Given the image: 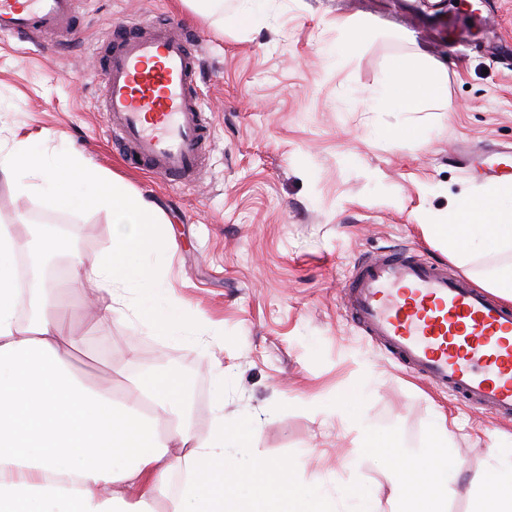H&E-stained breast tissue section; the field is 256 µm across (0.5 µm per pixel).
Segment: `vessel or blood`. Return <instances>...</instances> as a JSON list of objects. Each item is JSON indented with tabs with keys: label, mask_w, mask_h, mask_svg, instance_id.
Instances as JSON below:
<instances>
[{
	"label": "vessel or blood",
	"mask_w": 512,
	"mask_h": 512,
	"mask_svg": "<svg viewBox=\"0 0 512 512\" xmlns=\"http://www.w3.org/2000/svg\"><path fill=\"white\" fill-rule=\"evenodd\" d=\"M73 0H0V34L64 32ZM198 59L176 22L114 28L101 74L104 109L128 162L172 183L198 182L211 119ZM474 168L512 174V156L474 155ZM353 322L421 379L471 408L512 418V308L408 249L361 259L347 279Z\"/></svg>",
	"instance_id": "obj_1"
}]
</instances>
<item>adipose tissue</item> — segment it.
<instances>
[{"mask_svg":"<svg viewBox=\"0 0 512 512\" xmlns=\"http://www.w3.org/2000/svg\"><path fill=\"white\" fill-rule=\"evenodd\" d=\"M443 89L439 74L403 58L392 70L388 95L404 111L415 112L424 101L439 98ZM37 168L56 208L91 206L112 214L111 246L89 265L72 256L67 272L68 284L98 289L99 322L132 310L123 288L144 281L162 298L145 315L158 335L191 324L195 313L185 300L159 280L144 277L133 263L141 253L165 248L156 230L157 206L71 155L46 170L21 144L0 155V174ZM72 181L84 184L85 193L73 194L68 187ZM427 230L463 266L472 260L473 239H484L501 260L476 283L512 301V181L460 197L451 223L431 224ZM15 251L13 227L1 225L0 512H156L162 497L169 500V512H259L253 497L231 491L244 480L275 490L282 501L300 493L290 465L244 471L231 451L246 447L247 428L225 425L219 418L205 435H198L178 409L183 384L176 374L131 378L133 394L120 398L77 375L67 357L74 341L62 318L50 315L44 305L21 314L25 291L15 279ZM450 442L441 420L427 440L429 463L395 454L391 465L404 512H447ZM501 454L504 462L483 479L484 491L472 512H512V448ZM176 470L182 471L184 484L173 494L169 486Z\"/></svg>","mask_w":512,"mask_h":512,"instance_id":"1","label":"adipose tissue"}]
</instances>
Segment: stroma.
<instances>
[{"instance_id":"35a3bbf8","label":"stroma","mask_w":512,"mask_h":512,"mask_svg":"<svg viewBox=\"0 0 512 512\" xmlns=\"http://www.w3.org/2000/svg\"><path fill=\"white\" fill-rule=\"evenodd\" d=\"M240 0L198 17L185 0H77L70 42L0 37V152L18 143L52 168L79 157L161 210L169 242L139 258L196 312L174 336L137 317L99 327L83 313L94 289H60L68 307L73 370L125 395L128 375L165 368L185 376L198 432L216 416L254 433L238 450L254 464L288 460L325 512H360L355 490L377 512L405 505L387 449L425 452L433 424H453L448 455L458 477L448 512H470L477 475L512 448V420L459 404L414 377L349 319L343 305L356 262L414 249L472 280L494 263L473 244L469 268L428 236L459 196L481 186L464 152L512 147V0H481L492 23L477 37L449 36L448 14L466 0H257L260 23L235 21ZM172 17L190 30L200 58L198 91L213 116L201 180L181 186L128 166L102 108L107 38L119 25ZM361 25L345 35L337 19ZM446 74L445 98L403 112L379 103L400 58ZM27 173L0 176V225L33 218L70 224L85 263L112 242V216L50 206ZM224 367V406L200 348Z\"/></svg>"}]
</instances>
